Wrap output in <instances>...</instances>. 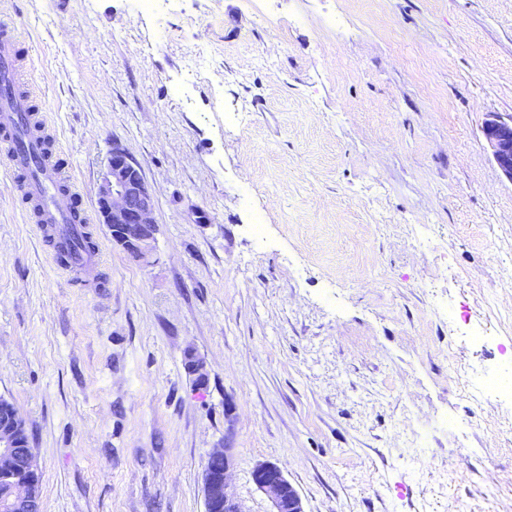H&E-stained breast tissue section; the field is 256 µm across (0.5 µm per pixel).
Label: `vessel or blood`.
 <instances>
[{
    "label": "vessel or blood",
    "mask_w": 512,
    "mask_h": 512,
    "mask_svg": "<svg viewBox=\"0 0 512 512\" xmlns=\"http://www.w3.org/2000/svg\"><path fill=\"white\" fill-rule=\"evenodd\" d=\"M21 31L14 22L0 21V164L11 172L14 186L35 216L38 237L47 240L58 259V268L89 271L94 253L77 254L70 226L82 211L80 193L52 161L53 136L39 121L25 123L30 107L28 94L16 92L17 76L28 68L19 49Z\"/></svg>",
    "instance_id": "b4317fda"
}]
</instances>
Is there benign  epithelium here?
<instances>
[{
    "label": "benign epithelium",
    "instance_id": "7a95c632",
    "mask_svg": "<svg viewBox=\"0 0 512 512\" xmlns=\"http://www.w3.org/2000/svg\"><path fill=\"white\" fill-rule=\"evenodd\" d=\"M483 134L497 167L512 182V120L491 115L485 120ZM97 203L102 223L124 243L126 251L134 258H146L156 240L154 199L140 167L119 146H112L107 158ZM18 426V418L14 416L7 415L0 422V458L8 461L7 474L13 485L9 508L13 512H34L35 498L31 490L34 451L22 447L16 435ZM230 467L231 456L225 451L222 467L204 472L205 494L223 504L224 512H243L241 502L226 480ZM252 482L270 500L271 512H304L298 492L275 464H256Z\"/></svg>",
    "mask_w": 512,
    "mask_h": 512
}]
</instances>
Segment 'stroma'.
Masks as SVG:
<instances>
[{
	"instance_id": "stroma-1",
	"label": "stroma",
	"mask_w": 512,
	"mask_h": 512,
	"mask_svg": "<svg viewBox=\"0 0 512 512\" xmlns=\"http://www.w3.org/2000/svg\"><path fill=\"white\" fill-rule=\"evenodd\" d=\"M7 19L101 253L57 271L0 165V398L40 512H206L219 446L244 512H270L263 461L304 512H512V426L448 376L512 348V181L483 135L512 119V0H0ZM116 144L155 201L145 261L97 207Z\"/></svg>"
}]
</instances>
